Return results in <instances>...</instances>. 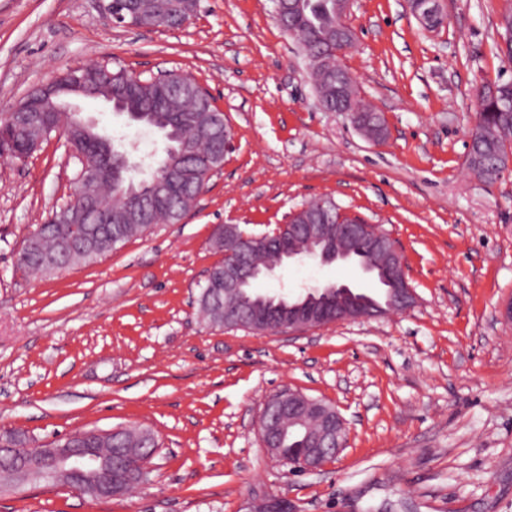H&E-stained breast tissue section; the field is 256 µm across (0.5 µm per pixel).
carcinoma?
Here are the masks:
<instances>
[{"instance_id":"carcinoma-1","label":"carcinoma","mask_w":512,"mask_h":512,"mask_svg":"<svg viewBox=\"0 0 512 512\" xmlns=\"http://www.w3.org/2000/svg\"><path fill=\"white\" fill-rule=\"evenodd\" d=\"M141 2L154 26L172 27L189 18L185 12L172 14L158 0ZM341 23L336 0H303L298 16H284L279 20L285 32L298 38L326 111L353 109L360 125L379 131L383 125L381 116L351 97L350 87L343 84L344 69L338 58L323 55ZM102 80L112 82V111L125 115L131 123L143 124L162 133L166 141L164 155L152 159L149 175L138 179L135 176L137 163L131 161L132 144L124 143L121 138L108 139L95 129L83 126L78 112L40 116V123L50 121L56 131L63 132L73 152L99 165L104 181L90 185L81 202L69 210L70 223L44 224L35 235L36 244L25 243L18 262L26 270L48 272L85 262L81 242L88 229L93 231L95 258L99 259L157 224L179 222L212 176L208 166L200 165L194 171L193 184L186 186L185 171L191 158L204 152H225L224 129L227 124H221L219 130L209 126L210 113L216 108L194 79H189V88L183 89L137 78L126 69L109 68ZM477 97L479 112L471 132L469 166L479 179L491 183L507 168L508 145L512 143V79L483 87ZM0 128L13 140V148L6 149L5 154L15 162L29 153L38 135V131L20 125L19 116L8 112L0 113ZM275 239L273 234L252 239L257 269L263 270L277 259ZM376 278L381 293L362 291L359 299L369 303L376 312L386 314L392 311L395 284L379 274ZM255 280V276H250L229 298L201 288L199 305L209 325L224 327L226 304L239 308L243 314L260 310L272 319L288 314V306L305 298L303 294L296 297L282 295L280 300L270 303L269 294L253 287ZM150 436L152 432L145 429H127L119 443L112 444L110 437L97 438L93 440V447L115 446L139 459L147 452ZM303 447V432L290 428L278 442V454L285 458L296 457Z\"/></svg>"}]
</instances>
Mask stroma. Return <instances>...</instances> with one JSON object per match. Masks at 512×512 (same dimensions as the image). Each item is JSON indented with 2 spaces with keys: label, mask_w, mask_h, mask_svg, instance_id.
Returning a JSON list of instances; mask_svg holds the SVG:
<instances>
[{
  "label": "stroma",
  "mask_w": 512,
  "mask_h": 512,
  "mask_svg": "<svg viewBox=\"0 0 512 512\" xmlns=\"http://www.w3.org/2000/svg\"><path fill=\"white\" fill-rule=\"evenodd\" d=\"M512 0H443L424 27L408 0H354L342 65L385 121L366 138L324 111L274 0H201L184 26L106 20L99 0H0V113L67 68L179 72L206 88L234 133L223 168L175 224L97 262L52 274L17 264L25 240L70 199L81 165L54 136L0 160V433L42 442L90 430H152L146 483L108 500L39 483L0 512H512V166L468 168L481 85L512 77L500 19ZM100 131L160 156L161 134L79 101ZM331 198L402 247L417 299L406 312L291 334L215 328L198 295L236 224L264 235ZM371 288L350 265H291L266 293L326 282ZM291 389L335 406L347 446L293 473L263 447L264 403Z\"/></svg>",
  "instance_id": "obj_1"
}]
</instances>
